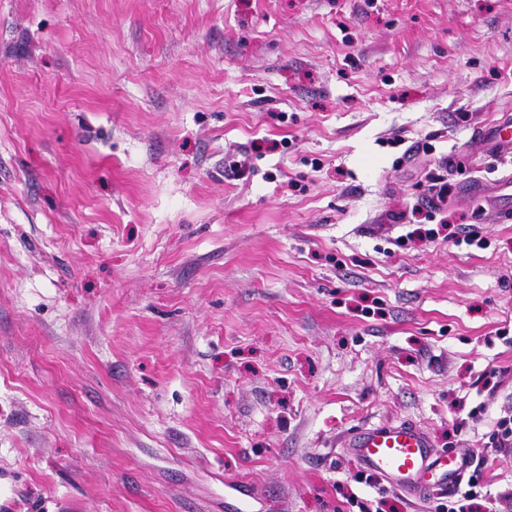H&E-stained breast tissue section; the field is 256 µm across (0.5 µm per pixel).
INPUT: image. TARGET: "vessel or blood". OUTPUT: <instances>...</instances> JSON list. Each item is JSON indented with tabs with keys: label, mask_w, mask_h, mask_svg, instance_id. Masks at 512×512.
Returning a JSON list of instances; mask_svg holds the SVG:
<instances>
[{
	"label": "vessel or blood",
	"mask_w": 512,
	"mask_h": 512,
	"mask_svg": "<svg viewBox=\"0 0 512 512\" xmlns=\"http://www.w3.org/2000/svg\"><path fill=\"white\" fill-rule=\"evenodd\" d=\"M347 451L361 469L413 496L447 493L464 478L463 456L436 451L431 438L410 423L355 432Z\"/></svg>",
	"instance_id": "obj_1"
}]
</instances>
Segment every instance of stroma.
<instances>
[{"label": "stroma", "instance_id": "stroma-1", "mask_svg": "<svg viewBox=\"0 0 512 512\" xmlns=\"http://www.w3.org/2000/svg\"><path fill=\"white\" fill-rule=\"evenodd\" d=\"M509 113L512 0H0L10 512H441L400 421L512 512ZM346 449L361 469L413 496L445 494L464 478V457L436 451L431 438L411 423L355 432Z\"/></svg>", "mask_w": 512, "mask_h": 512}]
</instances>
